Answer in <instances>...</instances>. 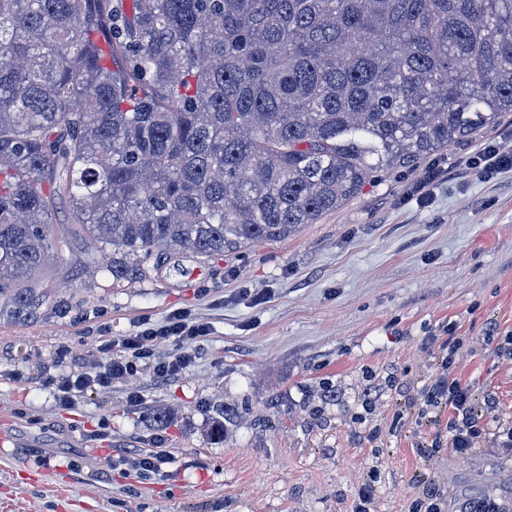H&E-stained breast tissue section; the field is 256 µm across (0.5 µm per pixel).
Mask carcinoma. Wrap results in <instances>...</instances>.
<instances>
[{
  "label": "carcinoma",
  "instance_id": "obj_1",
  "mask_svg": "<svg viewBox=\"0 0 512 512\" xmlns=\"http://www.w3.org/2000/svg\"><path fill=\"white\" fill-rule=\"evenodd\" d=\"M512 113V0H0V319L36 322L58 200L153 253L287 239Z\"/></svg>",
  "mask_w": 512,
  "mask_h": 512
}]
</instances>
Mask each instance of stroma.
Here are the masks:
<instances>
[{
	"mask_svg": "<svg viewBox=\"0 0 512 512\" xmlns=\"http://www.w3.org/2000/svg\"><path fill=\"white\" fill-rule=\"evenodd\" d=\"M512 144V120L410 168L284 241L215 259L168 255L160 273L113 283L111 247L74 234L60 204L42 285L67 316L0 324V512H351L370 469L376 512H409L432 485L447 512L512 506V456L431 448L417 419L438 344L462 338L458 375L512 417V170L468 160ZM187 309L210 326L194 362L62 406L45 378L93 370L100 340ZM139 392L140 401L128 398ZM231 417L214 433L217 406ZM162 448L138 482L102 457Z\"/></svg>",
	"mask_w": 512,
	"mask_h": 512,
	"instance_id": "obj_1",
	"label": "stroma"
}]
</instances>
